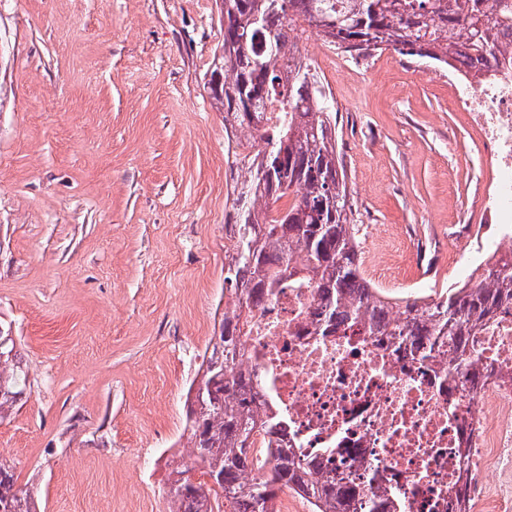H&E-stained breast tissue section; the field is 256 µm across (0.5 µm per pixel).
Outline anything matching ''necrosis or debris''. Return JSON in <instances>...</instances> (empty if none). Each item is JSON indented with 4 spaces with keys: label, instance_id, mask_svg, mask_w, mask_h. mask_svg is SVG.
I'll use <instances>...</instances> for the list:
<instances>
[{
    "label": "necrosis or debris",
    "instance_id": "4bbe7bcc",
    "mask_svg": "<svg viewBox=\"0 0 512 512\" xmlns=\"http://www.w3.org/2000/svg\"><path fill=\"white\" fill-rule=\"evenodd\" d=\"M448 84L490 171L482 203L494 250L469 260L483 267L512 257V61L480 74L454 55ZM312 306L309 289L280 288L243 324L258 401L284 421L277 447L319 459L363 489H397L403 512H455L450 493L465 473L474 512H512V496L495 491L512 475V304L470 339L491 370L475 392L387 338L357 328L318 334Z\"/></svg>",
    "mask_w": 512,
    "mask_h": 512
}]
</instances>
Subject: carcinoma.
I'll return each instance as SVG.
<instances>
[{"label": "carcinoma", "mask_w": 512, "mask_h": 512, "mask_svg": "<svg viewBox=\"0 0 512 512\" xmlns=\"http://www.w3.org/2000/svg\"><path fill=\"white\" fill-rule=\"evenodd\" d=\"M220 12L224 44L208 85L237 147L251 151L236 153L245 179L233 202L235 245L224 264L232 308L206 347L197 386L187 391L184 431L202 480L185 478L184 465L174 463L168 512H277L281 488L308 500L314 512H399L396 493L368 494L288 448L276 449L267 473L251 475L253 433L282 424L256 405L261 381L245 365L242 319L278 288H310L322 335L360 326L438 361L450 376L470 370L476 389L487 376L475 365L469 337L512 303V262L429 302H394L363 276L332 115L310 65L297 55V40L309 33L344 52L385 47L442 64L464 49L482 64L500 49L496 34L512 29V0H221ZM269 105L281 115L263 124ZM27 383L16 340L0 331V420ZM0 512H34L13 467L1 460Z\"/></svg>", "instance_id": "1"}]
</instances>
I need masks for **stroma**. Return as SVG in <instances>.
Wrapping results in <instances>:
<instances>
[{"instance_id": "stroma-1", "label": "stroma", "mask_w": 512, "mask_h": 512, "mask_svg": "<svg viewBox=\"0 0 512 512\" xmlns=\"http://www.w3.org/2000/svg\"><path fill=\"white\" fill-rule=\"evenodd\" d=\"M223 41L218 0H0V329L28 373L0 460L38 512H167L169 463L190 459L243 179L204 79ZM298 50L364 277L395 301L464 283L480 167L446 66Z\"/></svg>"}]
</instances>
